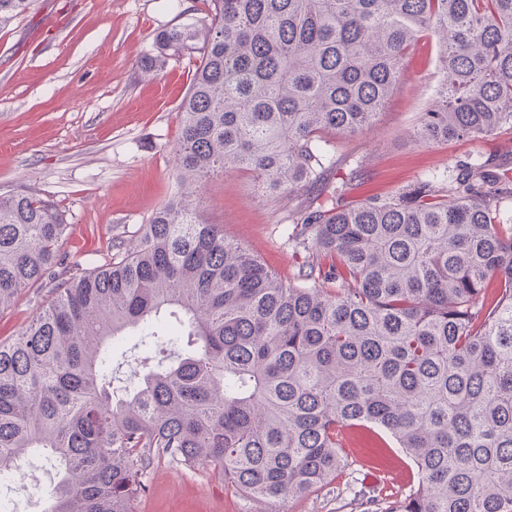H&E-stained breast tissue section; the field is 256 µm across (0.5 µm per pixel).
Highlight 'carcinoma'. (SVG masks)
<instances>
[{
  "label": "carcinoma",
  "instance_id": "obj_1",
  "mask_svg": "<svg viewBox=\"0 0 512 512\" xmlns=\"http://www.w3.org/2000/svg\"><path fill=\"white\" fill-rule=\"evenodd\" d=\"M34 0H0V24ZM441 85L419 145L512 131V0H209L201 25L160 31L146 71L195 68L176 187L85 268L61 255L55 202L0 193V310L55 296L0 341V462L53 459L47 512H135L158 462L206 467L271 504L325 484L351 427L391 437L415 485L384 512H512V177L492 157L381 199L362 171L327 179L326 133L380 113L423 36ZM248 172L288 213L301 259L284 281L197 210L192 187ZM176 324L165 363L121 382L113 342Z\"/></svg>",
  "mask_w": 512,
  "mask_h": 512
}]
</instances>
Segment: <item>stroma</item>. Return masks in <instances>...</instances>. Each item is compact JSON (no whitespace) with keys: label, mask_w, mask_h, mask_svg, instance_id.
Wrapping results in <instances>:
<instances>
[{"label":"stroma","mask_w":512,"mask_h":512,"mask_svg":"<svg viewBox=\"0 0 512 512\" xmlns=\"http://www.w3.org/2000/svg\"><path fill=\"white\" fill-rule=\"evenodd\" d=\"M203 0H35L0 26V192L25 190L56 202L70 226L68 259L92 265L113 237L131 238L172 196L180 103L192 68L166 63L158 75L142 70L157 32L202 20ZM434 39L407 58V80L363 132L328 136L336 167L330 181L354 165L364 175L355 195L390 197L457 161L496 156L512 168V132L497 137L415 144L411 131L438 85ZM200 210L282 280L297 271L287 240L289 209L306 197L264 196L248 173L215 174L198 191ZM51 288L21 292L0 310V340L16 336L51 301ZM373 434L349 435L345 466L331 481L283 506L284 512H380L367 486L407 494L411 463L387 449L389 464L372 475ZM138 512H267L262 501L231 494L204 468L185 471L159 462L148 477Z\"/></svg>","instance_id":"1"}]
</instances>
